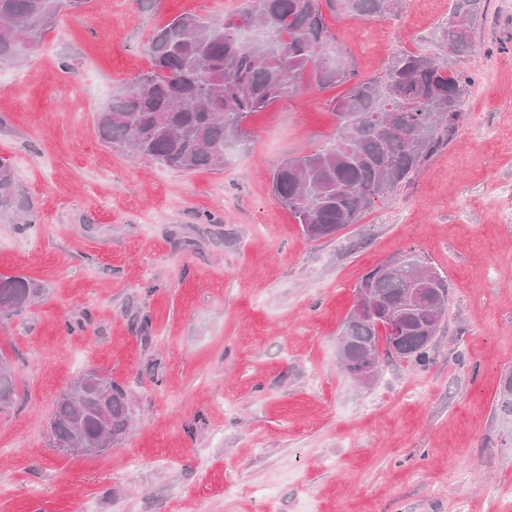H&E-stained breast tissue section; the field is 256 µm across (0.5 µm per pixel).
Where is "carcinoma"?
<instances>
[{
	"instance_id": "1",
	"label": "carcinoma",
	"mask_w": 512,
	"mask_h": 512,
	"mask_svg": "<svg viewBox=\"0 0 512 512\" xmlns=\"http://www.w3.org/2000/svg\"><path fill=\"white\" fill-rule=\"evenodd\" d=\"M359 17L400 11L401 0H337ZM85 0H0V63L36 45L64 9ZM483 0H454L441 40L452 54L477 51L475 27ZM149 69L99 111L100 139L134 159L181 171L222 169L227 145L248 136L255 112L294 96L307 76L319 88L351 83L336 109L341 124L327 148L287 159L272 175L276 199L311 240L355 224L376 201L410 182L456 137L464 119L472 74L445 59L407 52L380 77L357 79L347 66L321 10L320 0H244L217 23L192 14L158 27L146 45ZM20 208L13 166L0 160V211ZM376 301L397 315L399 331L351 312L340 343L342 368L360 379L380 343L387 356L430 361L444 322L450 284L435 267L408 251L394 268L382 264L362 279ZM37 285L0 276V315L24 311ZM15 376L0 358V407L11 403ZM126 389L95 370L71 382L55 400L49 447L74 446L104 453L131 426Z\"/></svg>"
}]
</instances>
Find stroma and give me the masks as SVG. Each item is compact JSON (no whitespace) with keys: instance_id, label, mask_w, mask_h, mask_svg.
<instances>
[{"instance_id":"1","label":"stroma","mask_w":512,"mask_h":512,"mask_svg":"<svg viewBox=\"0 0 512 512\" xmlns=\"http://www.w3.org/2000/svg\"><path fill=\"white\" fill-rule=\"evenodd\" d=\"M239 0H87L0 65V157L22 209L0 212V275L42 289L0 319L15 396L0 409V512H512V0H484L456 139L358 223L313 241L274 198L284 160L336 137L347 85L254 113L223 170L185 172L102 143L94 116L149 67L156 27L223 21ZM452 0L362 18L324 0L357 77L399 53L446 57ZM414 251L447 275L427 365L343 370L357 286ZM150 315L148 329L139 319ZM94 369L134 425L106 453L49 448L59 394Z\"/></svg>"}]
</instances>
